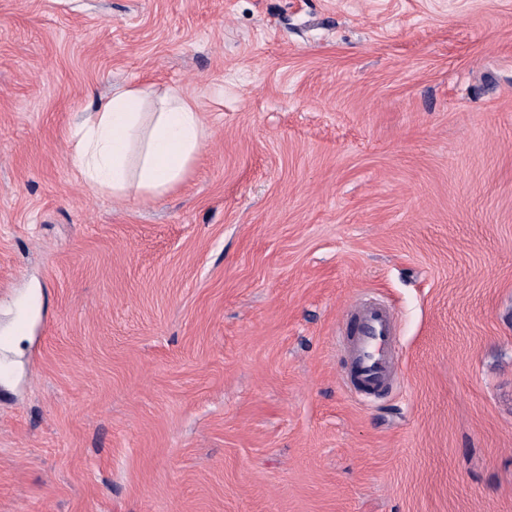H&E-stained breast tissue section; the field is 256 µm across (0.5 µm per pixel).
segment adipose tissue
I'll use <instances>...</instances> for the list:
<instances>
[{
    "instance_id": "1",
    "label": "adipose tissue",
    "mask_w": 512,
    "mask_h": 512,
    "mask_svg": "<svg viewBox=\"0 0 512 512\" xmlns=\"http://www.w3.org/2000/svg\"><path fill=\"white\" fill-rule=\"evenodd\" d=\"M206 135L196 102L179 87L127 85L76 127L71 158L91 192L150 202L184 181Z\"/></svg>"
}]
</instances>
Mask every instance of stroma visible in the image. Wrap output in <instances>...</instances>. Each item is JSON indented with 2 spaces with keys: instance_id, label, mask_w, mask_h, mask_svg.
<instances>
[{
  "instance_id": "obj_1",
  "label": "stroma",
  "mask_w": 512,
  "mask_h": 512,
  "mask_svg": "<svg viewBox=\"0 0 512 512\" xmlns=\"http://www.w3.org/2000/svg\"><path fill=\"white\" fill-rule=\"evenodd\" d=\"M131 84L208 130L151 202L71 162ZM2 335L0 512H512V0H0ZM397 335L393 309L377 299L356 305L342 347L347 354L344 385L354 395H375L394 382Z\"/></svg>"
}]
</instances>
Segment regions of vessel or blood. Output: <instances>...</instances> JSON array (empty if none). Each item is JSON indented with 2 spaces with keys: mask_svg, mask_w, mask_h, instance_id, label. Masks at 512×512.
<instances>
[{
  "mask_svg": "<svg viewBox=\"0 0 512 512\" xmlns=\"http://www.w3.org/2000/svg\"><path fill=\"white\" fill-rule=\"evenodd\" d=\"M397 334L393 309L370 298L356 305L342 347L347 355L346 388L355 395H374L392 385Z\"/></svg>",
  "mask_w": 512,
  "mask_h": 512,
  "instance_id": "obj_1",
  "label": "vessel or blood"
}]
</instances>
